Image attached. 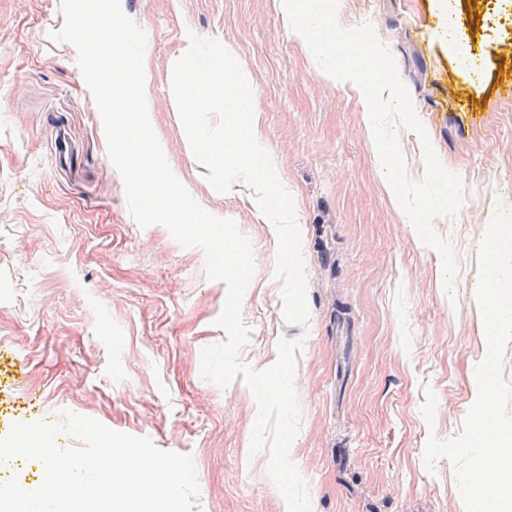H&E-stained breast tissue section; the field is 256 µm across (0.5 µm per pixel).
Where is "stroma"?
I'll return each instance as SVG.
<instances>
[{
    "mask_svg": "<svg viewBox=\"0 0 512 512\" xmlns=\"http://www.w3.org/2000/svg\"><path fill=\"white\" fill-rule=\"evenodd\" d=\"M145 31L146 97L166 158L209 213L252 246L242 300L258 370L280 339L304 337L294 377L300 431L290 457L312 512H465L428 437L460 434L487 352L473 305L486 218L512 209V0H339L337 20L371 24L396 61L433 149L465 202L437 232L458 264L456 302L439 254L392 204L360 90L321 78L278 0H121ZM61 0H0V437L69 410L191 455L201 512H287L250 455L257 407L242 380L203 378L227 294L201 248L140 227L76 64L53 42ZM218 39L251 78L259 138L291 192L302 235L309 324H287L274 277L277 237L254 192L220 193L197 162L171 99V64L190 34ZM460 101L465 111L450 110ZM479 123H470L469 111ZM437 396L433 423L420 408Z\"/></svg>",
    "mask_w": 512,
    "mask_h": 512,
    "instance_id": "stroma-1",
    "label": "stroma"
}]
</instances>
